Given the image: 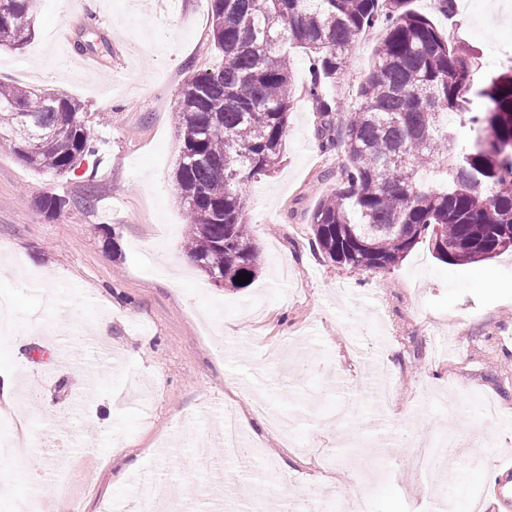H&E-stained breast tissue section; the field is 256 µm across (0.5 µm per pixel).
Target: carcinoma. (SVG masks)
<instances>
[{
	"mask_svg": "<svg viewBox=\"0 0 512 512\" xmlns=\"http://www.w3.org/2000/svg\"><path fill=\"white\" fill-rule=\"evenodd\" d=\"M0 45L32 38V0H0ZM212 37L223 63L188 81L178 104L181 138L175 173L190 232L186 249L205 274L259 271L244 188L275 171L294 104L290 59L309 56L307 99L326 143L347 163L338 188L311 214L315 243L329 259L375 271L398 264L424 236L449 264L512 248V65L477 83L467 50L411 0H210ZM381 28L358 105L336 123L328 93L350 50ZM81 104L54 90L0 82V144L34 170L74 171L94 152ZM468 129L459 137L448 124ZM436 168L446 183L427 187ZM69 201L46 195L36 206L53 218Z\"/></svg>",
	"mask_w": 512,
	"mask_h": 512,
	"instance_id": "obj_1",
	"label": "carcinoma"
}]
</instances>
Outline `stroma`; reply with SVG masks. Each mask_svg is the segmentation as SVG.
Here are the masks:
<instances>
[{
	"instance_id": "obj_1",
	"label": "stroma",
	"mask_w": 512,
	"mask_h": 512,
	"mask_svg": "<svg viewBox=\"0 0 512 512\" xmlns=\"http://www.w3.org/2000/svg\"><path fill=\"white\" fill-rule=\"evenodd\" d=\"M457 6L439 25L469 47L479 82L508 64L500 53L512 52V0ZM32 20L22 48L0 47V81L77 100L97 153L55 174L0 149V243L9 248L0 296L11 300L15 331L40 318L36 341L0 338V370L19 378L13 408L0 407V435L13 441L21 427L31 443L29 465L0 469L13 489L0 512L33 492L47 504L63 496L74 512H146L141 479L179 491L190 512H210L225 468L214 434L228 402L295 481L273 487L247 472L225 486L222 512H245L256 494L276 503L331 487L335 512H351L341 491L350 481L366 483L371 512H435L442 488L401 471L413 447L391 443L394 429L437 444L461 432L483 439L452 509L498 512L486 470L512 465V251L451 265L424 238L398 265L371 272L319 250L310 215L346 158L317 135L303 92L309 60L298 50L284 159L245 187L258 277L224 290L198 268L177 270L187 224L174 178L175 109L187 81L221 63L209 0H87L79 13L36 0ZM50 194L70 201L54 221L36 206ZM101 345L124 361L86 377L83 360ZM372 354L389 376L390 405L341 416L342 403L369 392ZM257 375L293 440L255 426L243 390ZM76 388L82 396L69 399ZM487 398L508 423H477ZM51 448L66 464L34 489L31 472L47 467Z\"/></svg>"
}]
</instances>
